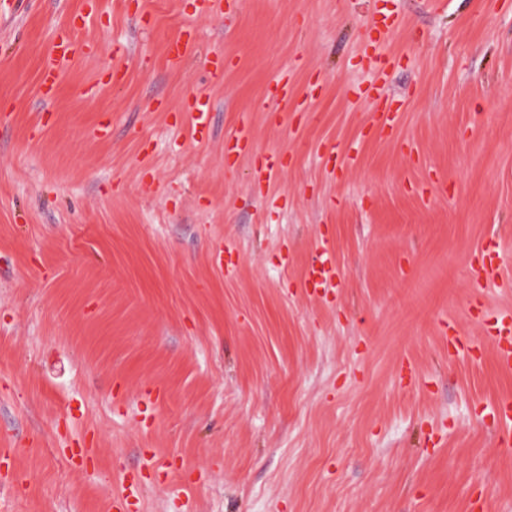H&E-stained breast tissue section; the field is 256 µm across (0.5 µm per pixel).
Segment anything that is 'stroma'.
<instances>
[{"instance_id": "1", "label": "stroma", "mask_w": 512, "mask_h": 512, "mask_svg": "<svg viewBox=\"0 0 512 512\" xmlns=\"http://www.w3.org/2000/svg\"><path fill=\"white\" fill-rule=\"evenodd\" d=\"M382 13L386 130L355 98ZM60 35L91 51L47 102ZM478 298L512 310V0H0V512H512ZM334 258L332 242L324 238L317 249L316 258L308 269L303 288L318 292L319 289L326 288L335 282L340 273L336 268Z\"/></svg>"}]
</instances>
